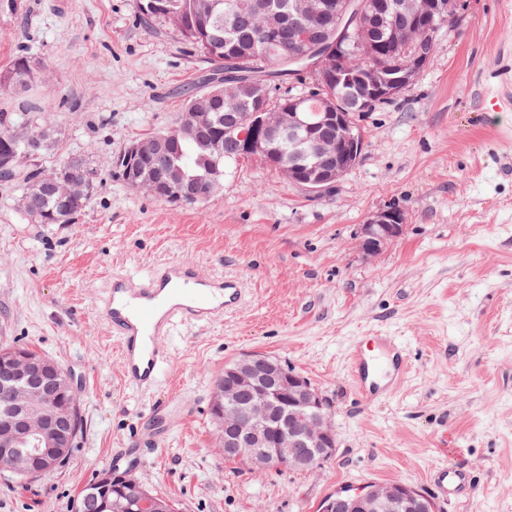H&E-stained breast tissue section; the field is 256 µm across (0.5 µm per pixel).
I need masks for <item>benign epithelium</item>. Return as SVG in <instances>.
Returning a JSON list of instances; mask_svg holds the SVG:
<instances>
[{"label": "benign epithelium", "mask_w": 512, "mask_h": 512, "mask_svg": "<svg viewBox=\"0 0 512 512\" xmlns=\"http://www.w3.org/2000/svg\"><path fill=\"white\" fill-rule=\"evenodd\" d=\"M466 0H293L288 15L260 0H234L225 23L239 27L254 11L262 10L265 25L260 38L280 46L278 61L312 75L314 85L332 77L351 87L366 89L363 106L398 98L416 84L434 52L431 32L449 20L459 21ZM362 23L360 35L367 45L383 42L388 64L362 69L347 77L333 75V55L348 39V15ZM214 93L193 102L196 119L147 141H136L124 154V177L139 191L165 201L198 202L210 196L182 171L159 181L143 172L140 159L169 154L182 139H196L206 124ZM243 142L244 151H262L269 163L312 194L322 193L355 166L366 134L347 109L307 112L301 101L275 109L256 102L248 126L224 130L210 142L212 153L223 155V138ZM288 141V152L278 148ZM38 191L65 201L88 199L91 180L77 174L74 158L42 171ZM405 213L388 206L372 214L360 227L356 247L366 257L378 255L403 235ZM226 381L217 391L224 412L219 427V448L224 459L257 470H307L319 466L336 451V433L326 399L303 375L287 370L261 354H246L224 365ZM0 378L11 384L10 416L0 421V472L26 478L56 470L79 432L76 411L65 403L76 385L51 358L36 351H0ZM430 512L427 496L403 483L377 485L372 496L336 494L329 512Z\"/></svg>", "instance_id": "benign-epithelium-1"}]
</instances>
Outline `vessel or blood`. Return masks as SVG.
I'll return each instance as SVG.
<instances>
[{
  "label": "vessel or blood",
  "mask_w": 512,
  "mask_h": 512,
  "mask_svg": "<svg viewBox=\"0 0 512 512\" xmlns=\"http://www.w3.org/2000/svg\"><path fill=\"white\" fill-rule=\"evenodd\" d=\"M243 301L240 281L215 279L197 266L172 263L142 276H113L97 313L121 338L125 379L148 388L167 360L158 341L175 322H208L237 311ZM373 344L376 354L357 351L350 358L354 388L367 401L381 393V376H390L396 384L408 370L406 355L395 337L377 336ZM434 486L441 497L457 498L469 491L471 478L450 464L437 470Z\"/></svg>",
  "instance_id": "obj_1"
}]
</instances>
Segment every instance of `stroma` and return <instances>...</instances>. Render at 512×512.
<instances>
[{
  "instance_id": "obj_1",
  "label": "stroma",
  "mask_w": 512,
  "mask_h": 512,
  "mask_svg": "<svg viewBox=\"0 0 512 512\" xmlns=\"http://www.w3.org/2000/svg\"><path fill=\"white\" fill-rule=\"evenodd\" d=\"M34 76L0 89L1 112H38L59 136L42 160L88 156L100 187L72 224H32L0 181V346L57 360L81 395L69 464L25 488L0 475V512H76L104 470L131 471L176 512H318L344 488L399 482L435 497L449 458L475 486L437 512H512V0H468L442 28L414 87L364 113L357 164L315 195L256 160L227 166L205 203L129 188L114 158L173 126L212 66L173 25H140L135 0H14L0 6V70L18 51ZM401 238L373 258L361 224L389 204ZM191 263L239 278V311L176 323L155 385L122 373L96 313L114 271ZM396 337L410 357L397 390L362 402L350 354ZM277 358L326 397L336 453L303 473L225 461L212 381L244 354Z\"/></svg>"
}]
</instances>
